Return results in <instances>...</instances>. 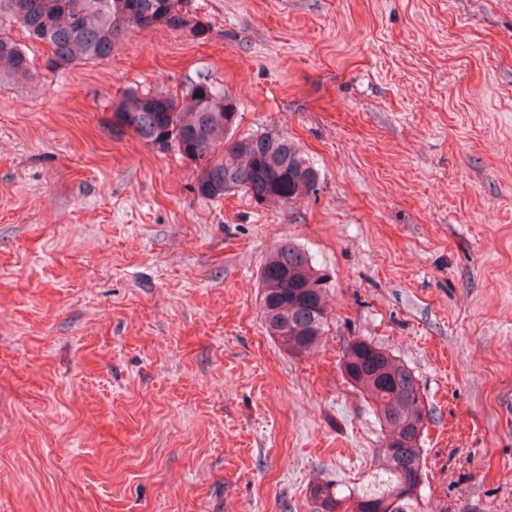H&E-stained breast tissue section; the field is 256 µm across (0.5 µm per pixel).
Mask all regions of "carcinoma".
<instances>
[{"instance_id":"cac0c4a2","label":"carcinoma","mask_w":512,"mask_h":512,"mask_svg":"<svg viewBox=\"0 0 512 512\" xmlns=\"http://www.w3.org/2000/svg\"><path fill=\"white\" fill-rule=\"evenodd\" d=\"M178 0H0V20L20 24L46 44L49 64L87 63L112 55L131 29L162 25L172 31L205 33L177 8ZM130 9L145 20L123 24ZM23 82L32 78V62L19 43L0 34V79ZM234 99L198 75L188 93L178 99L163 94L129 91L112 111V127L128 129L160 151H177L199 167V195L219 199L242 190L254 200L289 202L308 193L317 171L296 144L281 133L230 135L237 120ZM260 311L270 334L284 351L300 356L314 350L327 319L323 289L311 288L324 277L300 247L283 243L259 271ZM342 370L352 386L372 403L382 427L401 435V445L379 450L380 465L373 480L356 494L344 495L330 484L310 488L315 512H422L420 497L400 476L423 471L421 439L427 413L414 373L384 349L364 340L346 348Z\"/></svg>"}]
</instances>
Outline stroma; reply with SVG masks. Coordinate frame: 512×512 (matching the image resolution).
<instances>
[{
    "label": "stroma",
    "mask_w": 512,
    "mask_h": 512,
    "mask_svg": "<svg viewBox=\"0 0 512 512\" xmlns=\"http://www.w3.org/2000/svg\"><path fill=\"white\" fill-rule=\"evenodd\" d=\"M206 36L0 82V512H313L385 431L341 370L362 339L429 414L424 512H512V0H181ZM232 95L287 134L293 202L197 192L177 152L112 129L130 90ZM327 281L317 351L260 312L280 242Z\"/></svg>",
    "instance_id": "35a3bbf8"
}]
</instances>
